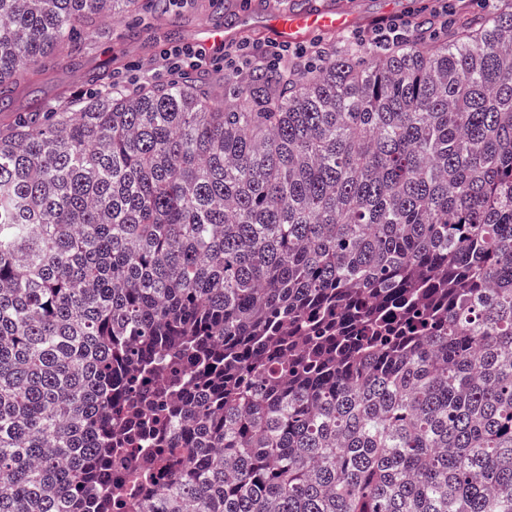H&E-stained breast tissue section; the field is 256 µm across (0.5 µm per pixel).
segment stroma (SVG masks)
<instances>
[{
	"mask_svg": "<svg viewBox=\"0 0 512 512\" xmlns=\"http://www.w3.org/2000/svg\"><path fill=\"white\" fill-rule=\"evenodd\" d=\"M324 2L325 0H221L220 7L210 10L203 16H158L157 28L161 38L157 42L147 44L131 41L127 21L112 20L101 34L92 39L82 55L51 65L33 82L23 87L15 97L14 109L18 112L29 111L36 104L50 101L66 89L77 94L91 95L95 88L87 84V74L108 62L113 63L118 69L122 83L139 82L146 76L157 83L166 82L169 75L158 62L159 53L163 48L182 44H202L208 30L213 27L224 29L231 40L246 39L262 46L275 38L270 25L272 13L300 9L313 4L321 5ZM351 2L357 17L355 26L359 29L369 27L376 19L399 16L422 6L421 0Z\"/></svg>",
	"mask_w": 512,
	"mask_h": 512,
	"instance_id": "obj_1",
	"label": "stroma"
}]
</instances>
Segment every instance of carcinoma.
<instances>
[{
	"label": "carcinoma",
	"mask_w": 512,
	"mask_h": 512,
	"mask_svg": "<svg viewBox=\"0 0 512 512\" xmlns=\"http://www.w3.org/2000/svg\"><path fill=\"white\" fill-rule=\"evenodd\" d=\"M124 14L0 0V112ZM429 26L0 120V512H512V0Z\"/></svg>",
	"instance_id": "cac0c4a2"
}]
</instances>
